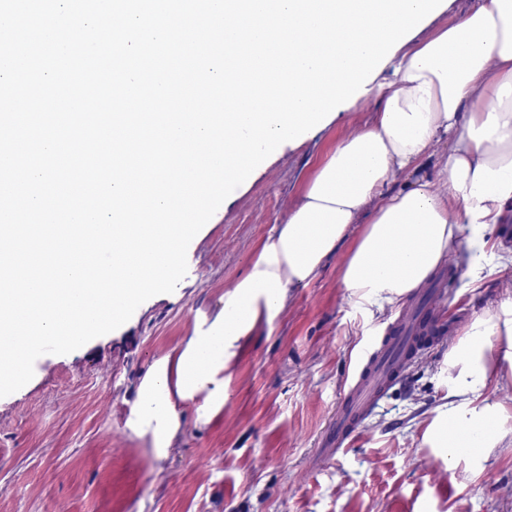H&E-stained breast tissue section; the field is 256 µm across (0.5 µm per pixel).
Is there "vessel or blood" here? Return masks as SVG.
I'll list each match as a JSON object with an SVG mask.
<instances>
[{
    "label": "vessel or blood",
    "mask_w": 512,
    "mask_h": 512,
    "mask_svg": "<svg viewBox=\"0 0 512 512\" xmlns=\"http://www.w3.org/2000/svg\"><path fill=\"white\" fill-rule=\"evenodd\" d=\"M439 295V290L435 289L418 299L409 318L397 327L395 335L382 337L367 361L357 365L354 385L336 412V423L328 440L329 445H343L350 432L363 423L366 408L377 396V381H391L395 373L408 364L419 341L418 322L435 306Z\"/></svg>",
    "instance_id": "b4317fda"
}]
</instances>
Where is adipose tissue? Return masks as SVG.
Listing matches in <instances>:
<instances>
[{"instance_id": "obj_1", "label": "adipose tissue", "mask_w": 512, "mask_h": 512, "mask_svg": "<svg viewBox=\"0 0 512 512\" xmlns=\"http://www.w3.org/2000/svg\"><path fill=\"white\" fill-rule=\"evenodd\" d=\"M375 91L370 124L319 168L220 310L142 377L129 427L156 459L182 435V404L197 402L200 428L222 411L240 341L272 323L290 289L313 281L347 238L342 285L376 315L457 256L466 230L512 222V0H475L407 46ZM504 366L512 369L511 295L448 355V403L430 432L438 447L485 457L512 439L502 407L482 398Z\"/></svg>"}]
</instances>
